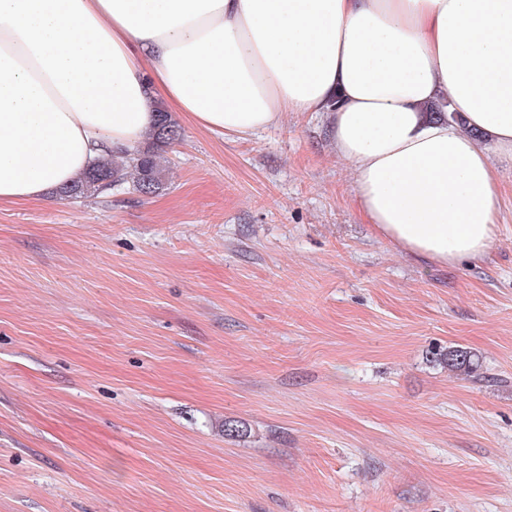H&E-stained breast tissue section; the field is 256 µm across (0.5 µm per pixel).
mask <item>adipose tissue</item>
I'll return each mask as SVG.
<instances>
[{"label":"adipose tissue","instance_id":"ef3b65f1","mask_svg":"<svg viewBox=\"0 0 512 512\" xmlns=\"http://www.w3.org/2000/svg\"><path fill=\"white\" fill-rule=\"evenodd\" d=\"M161 104L238 137L322 114L367 223L475 261L512 160V0H0V204L135 153Z\"/></svg>","mask_w":512,"mask_h":512}]
</instances>
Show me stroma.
<instances>
[{
  "instance_id": "35a3bbf8",
  "label": "stroma",
  "mask_w": 512,
  "mask_h": 512,
  "mask_svg": "<svg viewBox=\"0 0 512 512\" xmlns=\"http://www.w3.org/2000/svg\"><path fill=\"white\" fill-rule=\"evenodd\" d=\"M173 118L157 193L0 205V512H512V161L489 254L437 267L319 116ZM438 361L448 367V370L459 372L466 376L478 375L479 360L467 348L450 347L445 352L435 353Z\"/></svg>"
}]
</instances>
